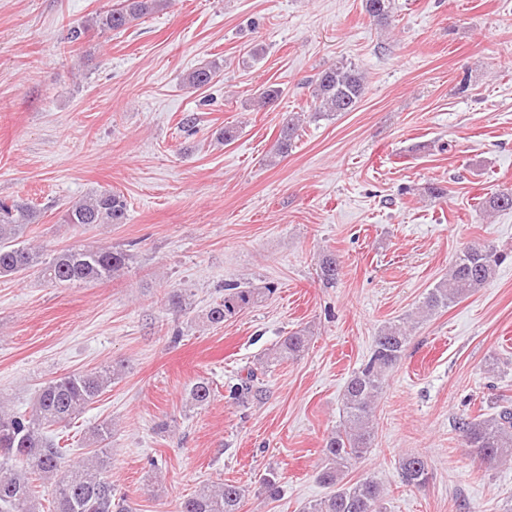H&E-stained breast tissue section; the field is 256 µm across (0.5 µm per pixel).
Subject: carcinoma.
Segmentation results:
<instances>
[{"mask_svg": "<svg viewBox=\"0 0 512 512\" xmlns=\"http://www.w3.org/2000/svg\"><path fill=\"white\" fill-rule=\"evenodd\" d=\"M166 6V0H118L112 8L99 12L81 26L68 29L67 41L81 38L89 27L121 30L134 21ZM366 13L374 22H391L393 0H364ZM365 90L364 74L351 62L338 61L318 73L313 84L315 113L336 114L353 110ZM301 115L288 113L276 141L274 156L285 157L294 146ZM488 211L512 210V192L496 193L484 201ZM124 197L102 192L69 203L64 222L76 227L90 224H120L125 219ZM36 210L27 202L0 201V277L19 276L37 269L55 285H81L103 281L126 268L130 254L122 248L77 247L59 249L49 257L37 248L18 242L34 223ZM507 255L494 245L474 240L466 244L440 280L423 298L417 311L405 319L383 326L375 337L374 349L353 373L342 399L343 423L325 439L324 462L319 480L330 493L311 501L303 512H383L384 487L371 477L352 484L345 482L349 468L371 448L374 439V412L387 378L402 358L416 320L479 292L496 276ZM340 262L332 253L322 255L318 276L334 285ZM265 289L238 283L224 284V297L205 312L211 324H221L262 302ZM311 332L307 328L288 333L276 345L273 360H294L307 348ZM115 369L104 366L90 372L63 375L45 383L29 412L12 411L0 404V512H41L38 481L53 482L49 512H129L116 501L108 475L110 456L105 442L112 438V425L93 428L92 441L99 448L86 460L68 468L62 466L67 449L57 443L53 431L67 427L72 420L97 402L112 384ZM254 373L241 381L233 399L246 401L256 394ZM213 389L204 378L189 388L190 404H209ZM456 428L462 444L470 448L482 465L494 470L512 463V404L504 400L491 413L463 416ZM399 476L406 486L420 488L429 479L425 460L408 456L399 461ZM242 489L234 482L207 486L183 500L178 512H238Z\"/></svg>", "mask_w": 512, "mask_h": 512, "instance_id": "1", "label": "carcinoma"}]
</instances>
